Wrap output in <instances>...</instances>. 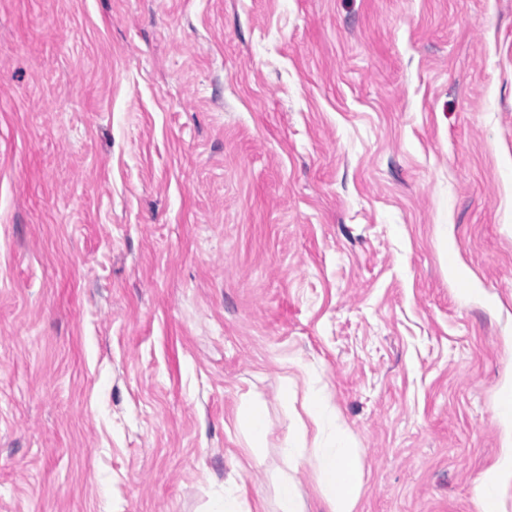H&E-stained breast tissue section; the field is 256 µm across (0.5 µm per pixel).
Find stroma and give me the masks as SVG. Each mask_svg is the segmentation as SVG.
Segmentation results:
<instances>
[{"mask_svg": "<svg viewBox=\"0 0 512 512\" xmlns=\"http://www.w3.org/2000/svg\"><path fill=\"white\" fill-rule=\"evenodd\" d=\"M313 384L356 512H512V0H0V512H323ZM238 420L247 431L254 448H258L267 438L268 423L263 406L254 403L238 414ZM278 506L280 512H303L294 483L285 477L278 487Z\"/></svg>", "mask_w": 512, "mask_h": 512, "instance_id": "35a3bbf8", "label": "stroma"}]
</instances>
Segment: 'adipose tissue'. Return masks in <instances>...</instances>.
Returning a JSON list of instances; mask_svg holds the SVG:
<instances>
[{
  "instance_id": "obj_1",
  "label": "adipose tissue",
  "mask_w": 512,
  "mask_h": 512,
  "mask_svg": "<svg viewBox=\"0 0 512 512\" xmlns=\"http://www.w3.org/2000/svg\"><path fill=\"white\" fill-rule=\"evenodd\" d=\"M308 410L316 427L315 445L304 451L293 439L285 440L282 455L290 460L309 455L321 482L325 512H355L361 484V462L348 437L336 430V413L327 409L319 390H311Z\"/></svg>"
}]
</instances>
